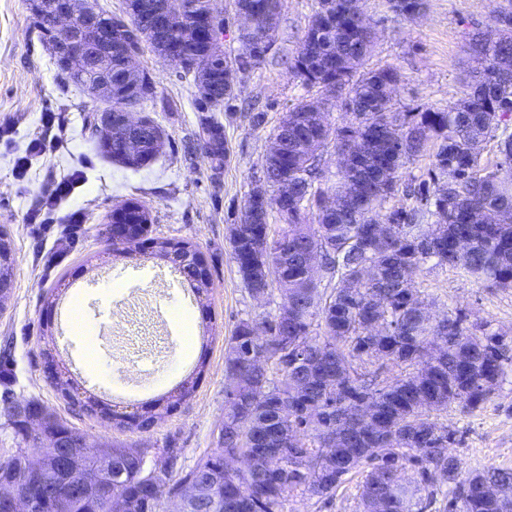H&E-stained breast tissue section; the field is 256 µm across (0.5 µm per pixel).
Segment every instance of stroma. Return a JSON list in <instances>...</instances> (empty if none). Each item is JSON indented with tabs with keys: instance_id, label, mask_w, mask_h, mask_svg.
<instances>
[{
	"instance_id": "obj_1",
	"label": "stroma",
	"mask_w": 512,
	"mask_h": 512,
	"mask_svg": "<svg viewBox=\"0 0 512 512\" xmlns=\"http://www.w3.org/2000/svg\"><path fill=\"white\" fill-rule=\"evenodd\" d=\"M375 32L369 63L391 67L399 81L397 108L440 111L466 93L465 36L486 25L494 0H425L412 19L397 16L388 0H363ZM316 0H283L277 42L266 61L240 75L234 97L217 118L230 155L214 169L198 137L199 117L192 77L151 47L138 58L157 86L155 102L143 110L161 129L157 157L135 169L99 153L87 125L98 101L86 89L62 80L33 25L30 0H0V227L15 253L13 286L0 302V393L39 404L90 443L120 440L142 448H175L179 464L192 467L218 447L224 424V389L229 381L225 349L240 320L277 313L279 295L255 299L244 288L229 244L248 193L263 178L270 135L302 99L315 98L289 71ZM265 112L253 126L252 109ZM55 116L45 126L44 114ZM36 138L52 149L33 158L27 173L16 162ZM81 173L69 198L56 209L54 224L31 223L41 210L51 178ZM135 199L152 223L132 258L110 250L112 212ZM82 223H70L72 214ZM192 243L204 256L212 286L195 296L172 263L154 257L152 240ZM431 316L460 310L466 326L485 321L512 338V289L488 288L462 273L426 263L414 278ZM194 320L199 344L185 354L175 310ZM110 330L98 346L94 370L82 363L85 344ZM55 367H47L46 356ZM73 382L80 399L94 398L119 413H141L157 399L174 402L172 414L149 430L118 429L98 411L69 404L50 372ZM196 379L192 395L180 398L182 383ZM435 421L456 432L449 452L462 473L490 467L512 469V365L490 400L460 412L452 406ZM362 476H345L336 494L321 499L287 494L282 512H363Z\"/></svg>"
}]
</instances>
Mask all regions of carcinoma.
Listing matches in <instances>:
<instances>
[{"instance_id": "1", "label": "carcinoma", "mask_w": 512, "mask_h": 512, "mask_svg": "<svg viewBox=\"0 0 512 512\" xmlns=\"http://www.w3.org/2000/svg\"><path fill=\"white\" fill-rule=\"evenodd\" d=\"M263 17L277 19L282 0H248ZM392 10L411 18L423 0H390ZM127 36L131 45L150 44L161 52L181 40L182 28L196 26L204 6L186 0L179 26L155 25L161 0H133ZM361 0H317L311 23L289 65L294 78L317 99L302 100L274 129L272 138L287 140L279 167L288 169V206L281 204L277 168L267 169L268 188L247 196L248 222L231 228L229 243L244 288L277 292L288 300V324L275 319L242 320L226 349L227 372L246 367L249 347L265 352V360L247 370L239 384V402L224 405L220 448L186 469L171 466L158 478L144 475L148 451L118 440L103 444L112 457L116 491L132 502L133 512H164L165 500L189 498V512H281L285 494L301 491L329 499L342 477L363 473V512H423L420 491L450 485L448 512H512V497L496 498L483 487L512 489V470L488 468L460 477L459 464L447 452L456 431L430 419V413L452 404L473 410L490 399L485 382L502 381L512 362V343L486 322L479 333L464 326L454 311L433 324L422 314L425 301L413 278L429 260L495 288H512V0H499L490 23L468 34L465 54L475 63L469 92L444 111L393 112L390 90L398 81L391 68H369L366 60L373 27L362 20ZM204 33L187 59L174 62L193 76L201 131L208 136V157L219 170L227 159L224 126L211 112H221L233 99L232 55L217 54ZM336 103L350 114L332 126L324 106ZM157 126L133 134L112 132L99 138L108 158L139 166L160 147ZM497 138L495 168L482 164L483 145ZM334 143L336 181L325 175L322 151ZM432 157L428 179L403 184L401 169L419 156ZM402 196L404 203L388 206ZM335 197L333 209L323 206ZM279 230L271 231L270 213ZM432 214L434 224L423 219ZM321 251L318 275L305 268V252ZM198 251L161 241L156 255L169 259L200 295L209 287V271L184 255ZM15 254L0 232V283H12ZM377 272L366 279L364 268ZM382 326L371 334L372 323ZM383 353L371 359L374 351ZM398 369L399 374L392 373ZM336 377L345 404L333 411L323 388L326 373ZM366 399L377 407L369 433H360L351 448L364 455L325 474L321 439L340 431V423L359 425L357 405ZM174 404L156 403L143 414L121 417L118 425L146 429L169 414ZM43 419L40 438L66 437L74 431L62 420L32 404ZM288 435L295 442L303 470L289 472V459L256 457L254 441L273 447ZM232 451L244 468L224 469V453ZM411 467L417 480L406 485L391 480L394 468ZM83 473L55 462L36 477L26 474L21 450L0 460V481L35 485L36 512H57L53 497L67 494Z\"/></svg>"}]
</instances>
